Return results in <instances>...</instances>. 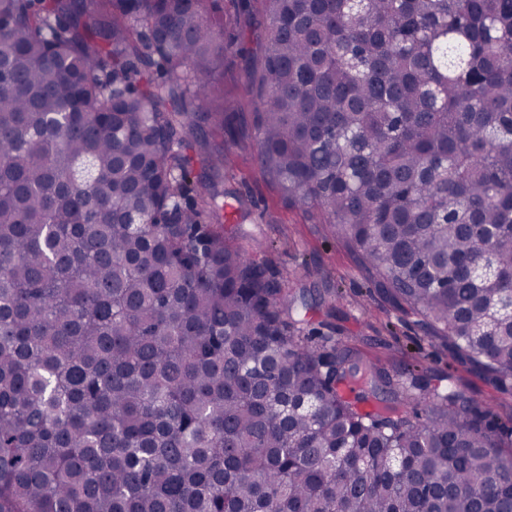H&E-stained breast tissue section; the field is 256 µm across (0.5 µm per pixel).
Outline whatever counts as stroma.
<instances>
[{
    "label": "stroma",
    "instance_id": "35a3bbf8",
    "mask_svg": "<svg viewBox=\"0 0 512 512\" xmlns=\"http://www.w3.org/2000/svg\"><path fill=\"white\" fill-rule=\"evenodd\" d=\"M225 186L251 199L252 215L242 224L238 246L266 262L289 288L312 295L314 322L342 349L396 373L419 363L431 379H451L468 395L489 404L501 417L512 416V390L502 391L470 366L456 362L414 317L383 300L351 252L304 213L288 207L277 185L265 180L254 148L225 140Z\"/></svg>",
    "mask_w": 512,
    "mask_h": 512
}]
</instances>
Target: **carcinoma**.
<instances>
[{"mask_svg": "<svg viewBox=\"0 0 512 512\" xmlns=\"http://www.w3.org/2000/svg\"><path fill=\"white\" fill-rule=\"evenodd\" d=\"M0 75V512H512V417L327 345L222 174L512 384V0H0Z\"/></svg>", "mask_w": 512, "mask_h": 512, "instance_id": "obj_1", "label": "carcinoma"}]
</instances>
